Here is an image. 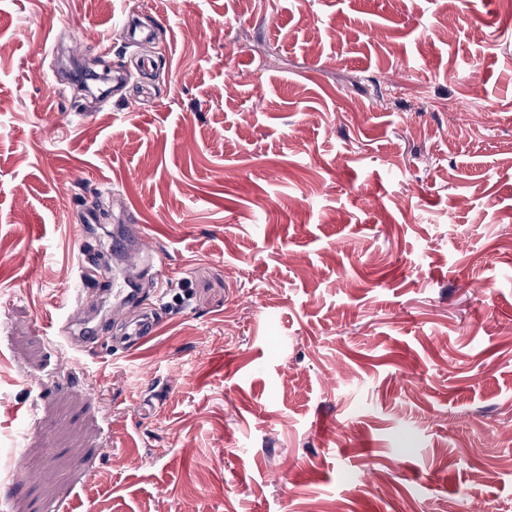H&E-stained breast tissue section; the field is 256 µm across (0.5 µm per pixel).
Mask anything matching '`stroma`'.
<instances>
[{
  "mask_svg": "<svg viewBox=\"0 0 512 512\" xmlns=\"http://www.w3.org/2000/svg\"><path fill=\"white\" fill-rule=\"evenodd\" d=\"M323 505L512 512V0H0V512Z\"/></svg>",
  "mask_w": 512,
  "mask_h": 512,
  "instance_id": "35a3bbf8",
  "label": "stroma"
}]
</instances>
